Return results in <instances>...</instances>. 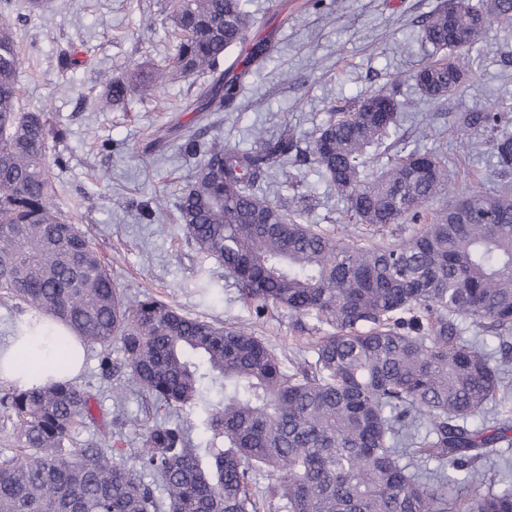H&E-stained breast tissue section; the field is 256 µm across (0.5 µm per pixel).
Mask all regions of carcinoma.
Masks as SVG:
<instances>
[{"instance_id":"obj_1","label":"carcinoma","mask_w":512,"mask_h":512,"mask_svg":"<svg viewBox=\"0 0 512 512\" xmlns=\"http://www.w3.org/2000/svg\"><path fill=\"white\" fill-rule=\"evenodd\" d=\"M247 0H172L184 78L213 75L198 112L236 100L246 70H220L232 49L260 64L271 48L250 36ZM484 14L512 27V0H443L423 38L444 53L412 79L437 102L455 93L468 53L483 38ZM0 296L44 315L50 363L61 366L77 337L98 350L119 388L198 413L209 446L195 448L179 423L143 429L132 463L101 440L73 450L95 420L93 396L70 380L0 390L16 448L0 455V512H260L251 475L276 478L269 498L287 512H512V483L490 465L512 446V360L464 325L504 340L512 334V186L456 191L419 231L386 245L348 244L259 193L270 168L297 150L288 121L248 150L196 140L176 209L188 237L235 272L249 299L332 332L314 361L288 371L247 329L190 317L152 296L130 298L85 234L61 216L48 157L47 113L19 108L22 62L10 25L0 31ZM170 72L134 67L105 80L101 102L149 95ZM401 118L395 88L336 105L318 130L313 160L359 224H416L425 206L454 185L447 159L390 141ZM512 115L462 112L461 136L486 133L500 173H512ZM123 361L112 364V345ZM411 454L441 464L424 477L401 463ZM469 489L448 498V488Z\"/></svg>"}]
</instances>
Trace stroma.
<instances>
[{
  "label": "stroma",
  "mask_w": 512,
  "mask_h": 512,
  "mask_svg": "<svg viewBox=\"0 0 512 512\" xmlns=\"http://www.w3.org/2000/svg\"><path fill=\"white\" fill-rule=\"evenodd\" d=\"M441 0H249L257 38H272V62L253 67L241 86L240 109L200 115L191 108L208 75L179 78L156 96H128L124 104L100 110L102 76L138 64L167 66L177 43L170 0H53L45 15L29 12L26 0H0V20L9 21L22 52L17 76L20 103L46 109L49 125L63 129L53 151L63 159L55 183L65 219L88 233L108 263L112 285L128 295L151 293L183 313L210 322L239 323L276 349L286 365L310 359V346L327 328L315 317L297 316L272 305L243 299L233 275L190 241L176 219L174 202L194 160L182 145L194 136L209 144L248 148L255 132L278 136L291 124L304 154L287 171H273L263 193L288 202L309 195L302 220L354 242H394L412 235V224L376 231L353 223L345 201L307 156L332 105L355 101L396 86L405 119L398 131L408 148H441L471 189L498 187L502 178L482 135L462 145L454 113L499 108L512 113V28L489 24L483 43L470 52L463 87L429 103L410 73L432 53L421 24ZM152 18L154 26L142 22ZM75 63L62 67L64 54ZM430 124L433 135L419 139ZM94 398L89 433L107 431L116 413L129 428L160 422L192 423L194 414L173 413L152 399L126 394L115 404V377L102 373L96 351H88L76 379ZM196 447L208 435L195 428Z\"/></svg>",
  "instance_id": "35a3bbf8"
}]
</instances>
